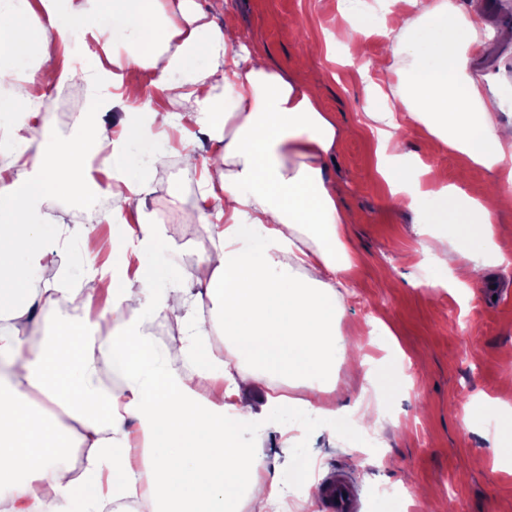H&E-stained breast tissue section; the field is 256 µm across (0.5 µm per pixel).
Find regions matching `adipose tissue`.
Listing matches in <instances>:
<instances>
[{"mask_svg":"<svg viewBox=\"0 0 512 512\" xmlns=\"http://www.w3.org/2000/svg\"><path fill=\"white\" fill-rule=\"evenodd\" d=\"M388 4L380 15L370 0H339L350 24L333 40L355 59L371 36L388 37L390 62L364 88L366 120L386 152L379 171L391 204L418 217L416 243L435 259L427 287L466 301L490 268H512V234L497 222L512 209V86L475 65L488 38L512 44V29L490 31L460 0ZM245 44L197 0H0V497L14 512H106L122 499L152 512H268L310 462L295 446L287 464L272 462L255 437L315 422L358 447L381 416L367 387L392 386L394 375L354 355L361 331L343 326L360 262L356 217L326 167L343 131L313 85L265 63L260 49L239 55ZM77 72L88 85L79 136L45 129L31 143L24 130L44 98ZM146 73L160 98L145 94ZM21 78L33 86L22 100L3 90ZM110 111L118 121L105 122ZM405 127L464 156L492 189L421 181L397 137ZM170 128L202 136L181 155L202 175L185 223H224L189 273L167 261L166 230L143 202ZM96 167L122 222L112 273L81 267L42 283L48 244L75 238L89 260L101 249L48 212L54 200L87 211ZM207 300L230 359L210 348ZM65 303L93 321L62 324L36 348L11 325L31 306ZM157 320L166 342L146 331ZM102 360L119 389L100 382ZM345 364L363 387L339 386ZM54 405L82 427L81 475L60 462L71 442ZM465 413L492 421L487 440L511 463L512 412L477 396Z\"/></svg>","mask_w":512,"mask_h":512,"instance_id":"adipose-tissue-1","label":"adipose tissue"}]
</instances>
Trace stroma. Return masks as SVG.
Wrapping results in <instances>:
<instances>
[{
	"instance_id": "stroma-1",
	"label": "stroma",
	"mask_w": 512,
	"mask_h": 512,
	"mask_svg": "<svg viewBox=\"0 0 512 512\" xmlns=\"http://www.w3.org/2000/svg\"><path fill=\"white\" fill-rule=\"evenodd\" d=\"M337 0H223L213 13L220 27H235L255 37L271 63L301 81L318 83L325 109L340 125L352 127L327 159L345 204L358 212L353 237L362 257L356 270L363 286L351 301L345 322L365 326L363 309L392 324L397 345L414 367L406 387L388 401V419L376 433L379 448L371 452L330 441L310 431L300 442L315 467L314 480L340 472L356 487L359 512H382L375 496L381 485L400 488L416 512H425V493L449 503L451 512H512V467L496 461L480 428L464 421V407L478 393L498 406L512 408V387L502 378L512 373V274L494 288L476 292L468 304L424 281L431 271L428 255L418 250L413 212L389 205L387 188L377 172V137L365 124L363 87L369 73L358 64H341L335 52H323L296 68L297 33L318 40L335 32L343 19ZM88 91L75 79L54 90L43 109L61 138L80 128ZM404 149L420 154L448 181L471 191L482 190V177L465 171L461 157L421 131L400 132ZM182 142L155 166L147 211L167 230L173 251L195 266L203 243L213 234L206 224H181L177 217L194 207L200 172L179 162Z\"/></svg>"
}]
</instances>
